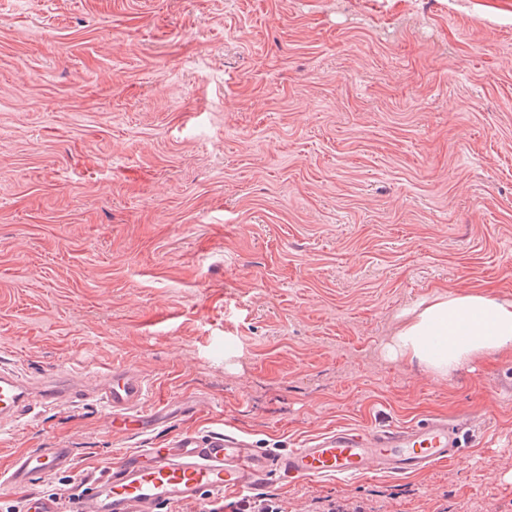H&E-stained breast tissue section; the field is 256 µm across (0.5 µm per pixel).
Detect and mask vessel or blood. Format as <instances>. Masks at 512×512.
Returning a JSON list of instances; mask_svg holds the SVG:
<instances>
[{"instance_id":"1","label":"vessel or blood","mask_w":512,"mask_h":512,"mask_svg":"<svg viewBox=\"0 0 512 512\" xmlns=\"http://www.w3.org/2000/svg\"><path fill=\"white\" fill-rule=\"evenodd\" d=\"M148 385L132 366L115 364L93 378H60L33 383L18 370L0 368V431L36 408L94 399L111 414L114 431L146 433L169 421L167 409L145 407ZM465 418L451 423L430 419L399 427L336 430L310 446L274 453L255 448L231 431L201 437L187 432L170 448H144L114 461L89 481L78 498L30 492L34 482L72 469L74 451L31 448L13 459L4 480L26 490L23 512H171L224 494L261 489L269 478L289 481L347 478L373 473L406 476L455 460L464 452Z\"/></svg>"}]
</instances>
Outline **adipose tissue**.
<instances>
[{
    "instance_id": "adipose-tissue-1",
    "label": "adipose tissue",
    "mask_w": 512,
    "mask_h": 512,
    "mask_svg": "<svg viewBox=\"0 0 512 512\" xmlns=\"http://www.w3.org/2000/svg\"><path fill=\"white\" fill-rule=\"evenodd\" d=\"M390 349L441 377L475 358L510 352L512 299L485 291L435 296L406 311Z\"/></svg>"
}]
</instances>
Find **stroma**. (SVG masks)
<instances>
[{
    "label": "stroma",
    "mask_w": 512,
    "mask_h": 512,
    "mask_svg": "<svg viewBox=\"0 0 512 512\" xmlns=\"http://www.w3.org/2000/svg\"><path fill=\"white\" fill-rule=\"evenodd\" d=\"M512 299V0H0V363L124 362L149 407L86 400L0 434V470L67 446L69 481L187 431L267 450L473 417L404 478L267 482L288 512H512V356L442 378L392 358L403 314Z\"/></svg>",
    "instance_id": "obj_1"
}]
</instances>
